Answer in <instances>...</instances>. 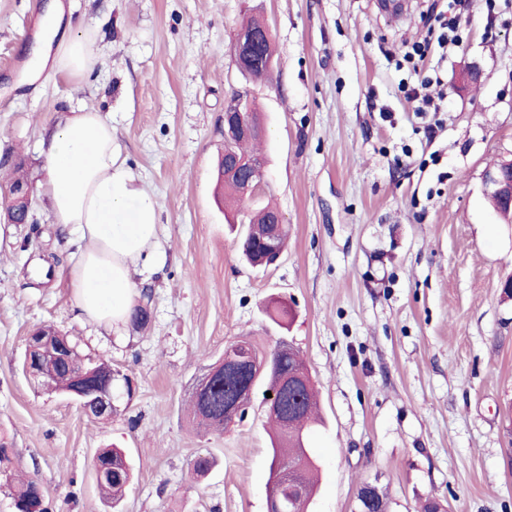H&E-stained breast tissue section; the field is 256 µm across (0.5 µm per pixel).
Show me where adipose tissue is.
<instances>
[{
  "instance_id": "obj_1",
  "label": "adipose tissue",
  "mask_w": 512,
  "mask_h": 512,
  "mask_svg": "<svg viewBox=\"0 0 512 512\" xmlns=\"http://www.w3.org/2000/svg\"><path fill=\"white\" fill-rule=\"evenodd\" d=\"M62 9L51 0L43 10V35L31 55L35 71L52 68L83 77L98 62L92 38L60 35ZM47 160L43 195L54 223L83 241L70 271L76 306L88 320L119 329L137 298L134 274L159 253L160 206L139 173L121 157L112 122L80 108L42 136Z\"/></svg>"
}]
</instances>
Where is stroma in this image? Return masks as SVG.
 Returning a JSON list of instances; mask_svg holds the SVG:
<instances>
[{
    "mask_svg": "<svg viewBox=\"0 0 512 512\" xmlns=\"http://www.w3.org/2000/svg\"><path fill=\"white\" fill-rule=\"evenodd\" d=\"M44 0H0V185L70 109L108 116L122 155L154 190L163 255L140 268L151 318L121 334L81 317L78 258L34 195L36 221L0 224V436L50 512H266L271 441L262 392L217 433L188 421L208 365L240 336L292 339L323 423L311 512H358L377 486L388 512H512V224L483 174L512 151V0H470L441 48L449 0H61L64 24L97 33L80 79L29 65ZM271 28L272 81L249 85L265 120L264 198L289 228L267 269L240 258L215 201L224 100L245 85L231 48L243 19ZM478 84L463 85L466 68ZM438 82L422 112L402 86ZM293 313L272 323L268 304ZM48 324L112 365L115 410L96 418L22 369ZM125 449L119 504L93 459ZM215 460L194 479L200 454Z\"/></svg>",
    "mask_w": 512,
    "mask_h": 512,
    "instance_id": "1",
    "label": "stroma"
}]
</instances>
